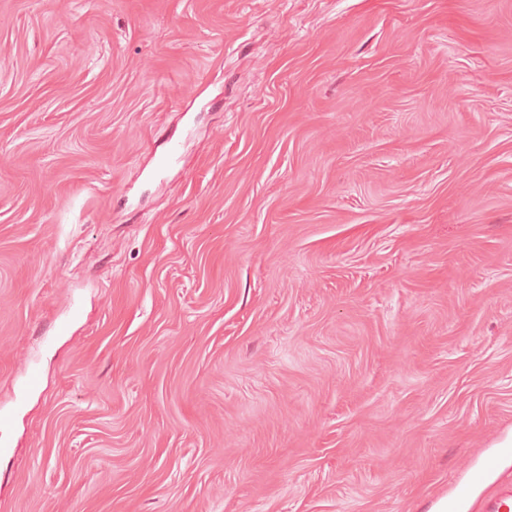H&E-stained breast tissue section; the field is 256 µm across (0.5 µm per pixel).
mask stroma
<instances>
[{
  "mask_svg": "<svg viewBox=\"0 0 512 512\" xmlns=\"http://www.w3.org/2000/svg\"><path fill=\"white\" fill-rule=\"evenodd\" d=\"M502 452L512 0H0V512H436Z\"/></svg>",
  "mask_w": 512,
  "mask_h": 512,
  "instance_id": "1",
  "label": "stroma"
}]
</instances>
